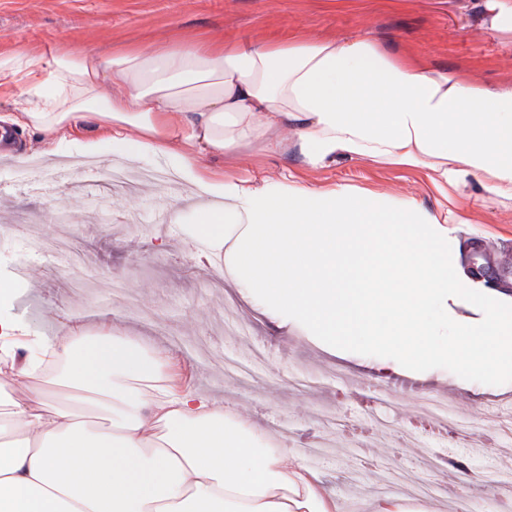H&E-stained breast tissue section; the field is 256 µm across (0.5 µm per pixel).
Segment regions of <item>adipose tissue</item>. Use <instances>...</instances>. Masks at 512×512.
I'll list each match as a JSON object with an SVG mask.
<instances>
[{
  "label": "adipose tissue",
  "mask_w": 512,
  "mask_h": 512,
  "mask_svg": "<svg viewBox=\"0 0 512 512\" xmlns=\"http://www.w3.org/2000/svg\"><path fill=\"white\" fill-rule=\"evenodd\" d=\"M20 80L35 99L7 121L39 132V154L112 145L173 159L208 199L198 231L226 282L324 343L391 353L382 373L450 361L512 376L511 320L493 307L477 326L448 320L461 277L450 225L512 201V78L481 84L368 34H271L0 55V89ZM248 151L313 172L415 168L440 193L473 179L481 192L451 211L347 183L260 182L232 170ZM25 346L23 363L0 365V512H344L299 452L180 386L141 340L79 327Z\"/></svg>",
  "instance_id": "1"
}]
</instances>
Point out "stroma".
<instances>
[{
    "instance_id": "35a3bbf8",
    "label": "stroma",
    "mask_w": 512,
    "mask_h": 512,
    "mask_svg": "<svg viewBox=\"0 0 512 512\" xmlns=\"http://www.w3.org/2000/svg\"><path fill=\"white\" fill-rule=\"evenodd\" d=\"M492 16L490 0H0V51L90 47L108 56L171 32L193 40L370 31L493 85L512 75V30ZM130 166L172 170L167 158L146 153L130 164L108 147L92 178L80 168L58 174L22 157L0 160V277L21 281L13 312L30 335L128 330L161 346L185 386L287 440L343 504L400 495L446 500L448 512L461 503L498 512L489 489L512 484V435L499 434L491 416L512 399L511 377L449 363L385 376L376 371L379 351L323 345L304 321L281 319L224 281L223 256L197 237L194 206L171 215V194L148 183L127 192L107 179ZM301 178L412 195L430 209L463 201L412 170L341 163ZM454 235L465 275L449 315L479 323L493 298L512 319V275L490 287L469 273L512 259V205L488 201ZM442 409L437 429L415 427Z\"/></svg>"
}]
</instances>
